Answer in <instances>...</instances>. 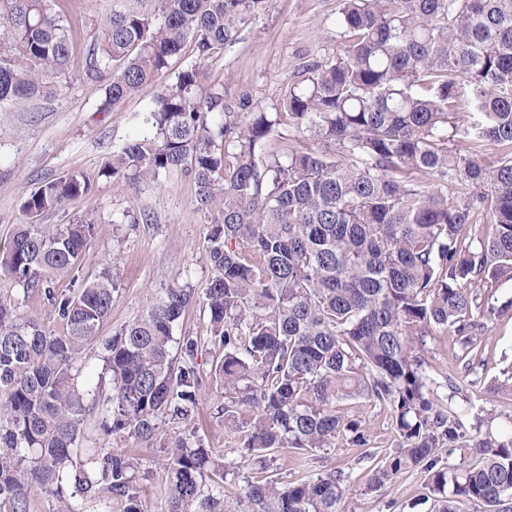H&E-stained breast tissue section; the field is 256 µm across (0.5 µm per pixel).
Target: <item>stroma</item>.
<instances>
[{
	"mask_svg": "<svg viewBox=\"0 0 512 512\" xmlns=\"http://www.w3.org/2000/svg\"><path fill=\"white\" fill-rule=\"evenodd\" d=\"M342 0H269L266 10L246 24L238 41L208 62V82L224 86L228 112H273L289 86L304 70L335 55L336 20ZM63 8L79 26L65 90L22 99L0 110V246H7L15 225L24 223L22 198L43 181L78 171L91 181L93 192L43 216L46 224H65L85 215L95 223L81 272L95 269L100 258H110L116 289L101 335L128 324L142 312L150 297L176 285L203 288L211 276L207 262L209 228L194 209L195 185L181 174L161 175L157 182L128 189L114 186L101 169L113 149L133 137L151 133L143 122L156 89L144 87L111 112L100 111L101 83L86 75L93 27L112 11V0H64ZM175 336L197 337L196 363L203 377L201 397L189 423L176 431L201 438L214 454L234 466L227 495L243 492L253 472L243 464L240 450L215 415L220 393L210 378L212 355L208 315L201 303L188 306L174 329ZM485 365L462 382L471 403L466 424L484 415L490 404L479 392L512 363V320L493 325L484 347ZM82 443L102 453L136 459L140 472L135 492L141 512H163L167 500L169 456L155 443L106 433L98 415L87 416ZM373 462L358 459L342 447L327 448L309 461L276 458L270 475L284 482L308 480L331 470L348 477L349 512H432L424 475L414 469L379 489L367 485Z\"/></svg>",
	"mask_w": 512,
	"mask_h": 512,
	"instance_id": "1",
	"label": "stroma"
}]
</instances>
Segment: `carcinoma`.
Returning <instances> with one entry per match:
<instances>
[{
  "label": "carcinoma",
  "instance_id": "obj_1",
  "mask_svg": "<svg viewBox=\"0 0 512 512\" xmlns=\"http://www.w3.org/2000/svg\"><path fill=\"white\" fill-rule=\"evenodd\" d=\"M267 2L113 0L94 33L99 111L157 88L153 137L112 152L102 174L128 187L191 176L212 276L200 290L166 289L104 338L112 265L76 275L94 223H39L90 196V180L68 172L24 198L28 222L0 250V271L50 302L64 330L0 290V512H28L34 491L60 512L104 493L140 512L138 465L81 446L92 409L106 431L168 451L166 512H348L343 471L282 483L268 470L276 451L376 457L361 406L387 411L393 435L368 487L419 468L437 512H512V378L484 389L496 408L470 429L459 386L482 365L476 331L512 310L483 299L512 279V0H342L336 55L309 68L280 111L239 117L204 64ZM77 33L55 0H0V107L58 88ZM285 120L295 137L280 153L268 145ZM61 279L67 294L52 288ZM195 300L209 315L217 415L258 474L232 507L224 459L163 429L189 419L202 389L198 339L173 336ZM448 333L459 350L442 394L424 347ZM94 343L98 374L79 364ZM445 450L459 463L438 465Z\"/></svg>",
  "mask_w": 512,
  "mask_h": 512
}]
</instances>
